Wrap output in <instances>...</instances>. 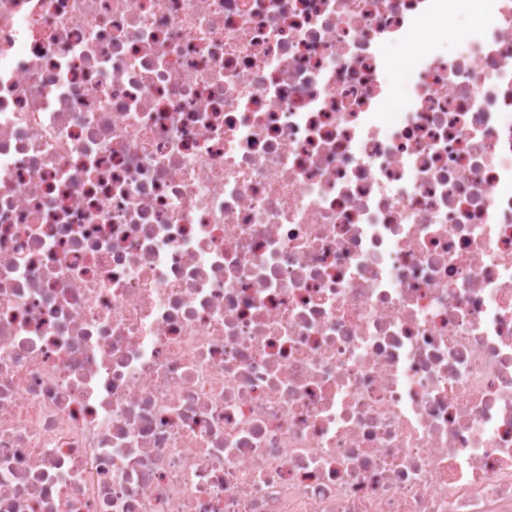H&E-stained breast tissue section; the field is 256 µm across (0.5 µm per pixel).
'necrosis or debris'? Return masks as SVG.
<instances>
[{"mask_svg": "<svg viewBox=\"0 0 512 512\" xmlns=\"http://www.w3.org/2000/svg\"><path fill=\"white\" fill-rule=\"evenodd\" d=\"M458 7L0 0V512H512V0ZM487 13L484 16L476 15L471 11L465 2L460 1L459 13L454 23V35L452 40L440 36V42L450 51L455 47H463L470 42L476 35L477 31L482 27L486 20ZM385 53L397 62L396 68L392 71L390 76L391 81V97L390 103L386 108L390 112L401 111L404 101L414 92L413 86H406L399 81V74L401 69L408 68L409 49L399 43L388 44L384 48ZM394 101H398L395 109L391 110V105Z\"/></svg>", "mask_w": 512, "mask_h": 512, "instance_id": "necrosis-or-debris-1", "label": "necrosis or debris"}]
</instances>
